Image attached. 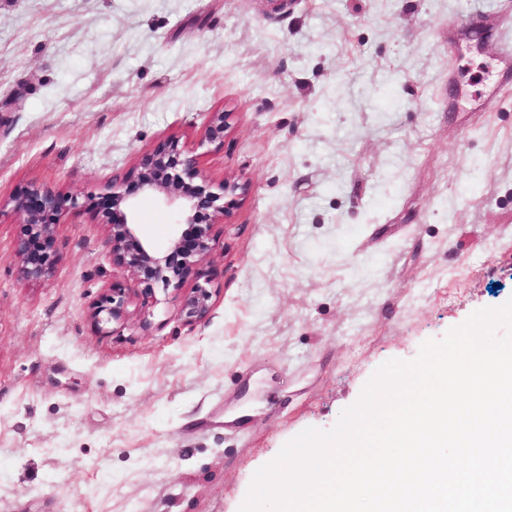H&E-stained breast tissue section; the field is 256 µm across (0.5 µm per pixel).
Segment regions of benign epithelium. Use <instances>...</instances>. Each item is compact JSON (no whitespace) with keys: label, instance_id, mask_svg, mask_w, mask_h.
Here are the masks:
<instances>
[{"label":"benign epithelium","instance_id":"1","mask_svg":"<svg viewBox=\"0 0 512 512\" xmlns=\"http://www.w3.org/2000/svg\"><path fill=\"white\" fill-rule=\"evenodd\" d=\"M232 128V113L212 112L203 127L200 143L222 144ZM244 188L235 179L214 183L198 168L197 158L168 138L139 155L131 171L106 182L97 194L83 197L33 184L10 200L11 210L26 227L21 243V274L27 278L48 276L55 263L56 226L68 211L88 215L94 224L108 228L112 263L128 269L148 293L157 284L181 287L189 277L196 283L184 298L182 313L189 323L202 321L210 310L207 275L202 268L214 247V225L243 200ZM161 198L174 215L173 241L157 249L139 228L140 202ZM130 295L123 288L95 307L94 317L106 313L114 321L127 315Z\"/></svg>","mask_w":512,"mask_h":512}]
</instances>
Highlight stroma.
I'll return each instance as SVG.
<instances>
[{"instance_id": "obj_1", "label": "stroma", "mask_w": 512, "mask_h": 512, "mask_svg": "<svg viewBox=\"0 0 512 512\" xmlns=\"http://www.w3.org/2000/svg\"><path fill=\"white\" fill-rule=\"evenodd\" d=\"M506 38L512 0H0V512H239L382 363L511 299ZM170 137L247 184L204 320L81 212L21 275L10 197L99 192ZM138 221L169 247L171 208ZM116 288L127 317L95 322ZM232 115L233 112L224 111L210 113L203 127L200 144H223L224 137L232 128Z\"/></svg>"}]
</instances>
